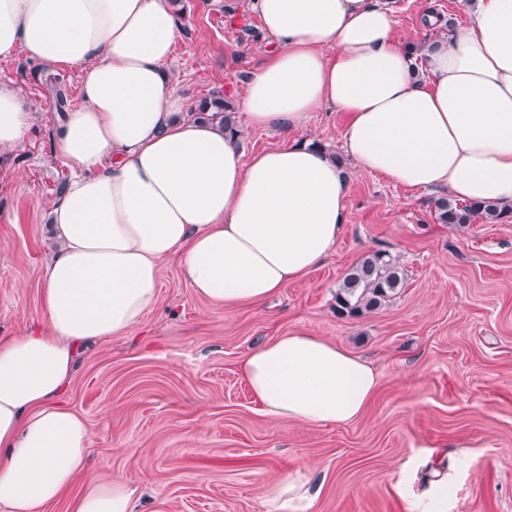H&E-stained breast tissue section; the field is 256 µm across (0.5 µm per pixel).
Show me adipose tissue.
<instances>
[{"label":"adipose tissue","instance_id":"obj_1","mask_svg":"<svg viewBox=\"0 0 512 512\" xmlns=\"http://www.w3.org/2000/svg\"><path fill=\"white\" fill-rule=\"evenodd\" d=\"M465 6L469 25L415 56L386 0H253L270 48L238 107L285 141L248 156L217 124L183 118L169 0H0V62L81 75L54 138L71 177L49 209L59 246L41 274V322L0 340V512L64 497L68 512H133L136 489L120 479L69 493L89 442L64 401L76 351L134 332L168 260L197 296L233 306L266 301L331 255L349 182L296 139L312 113H346L343 147L361 173L512 208V0ZM34 121L0 84V150L23 146ZM241 370L266 414L311 428L351 424L379 384L364 359L305 331L257 346ZM267 498L306 512L304 474Z\"/></svg>","mask_w":512,"mask_h":512}]
</instances>
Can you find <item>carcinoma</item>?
I'll list each match as a JSON object with an SVG mask.
<instances>
[{"instance_id": "cac0c4a2", "label": "carcinoma", "mask_w": 512, "mask_h": 512, "mask_svg": "<svg viewBox=\"0 0 512 512\" xmlns=\"http://www.w3.org/2000/svg\"><path fill=\"white\" fill-rule=\"evenodd\" d=\"M229 101L221 94H213L199 101L193 115L199 120L219 121L229 126ZM438 220L443 224H469L481 216L490 221L504 217V210L494 204L471 203L453 205L446 199L437 202ZM407 274L399 260L377 250L362 255L343 278L336 292V311L350 316L379 308L404 287Z\"/></svg>"}]
</instances>
